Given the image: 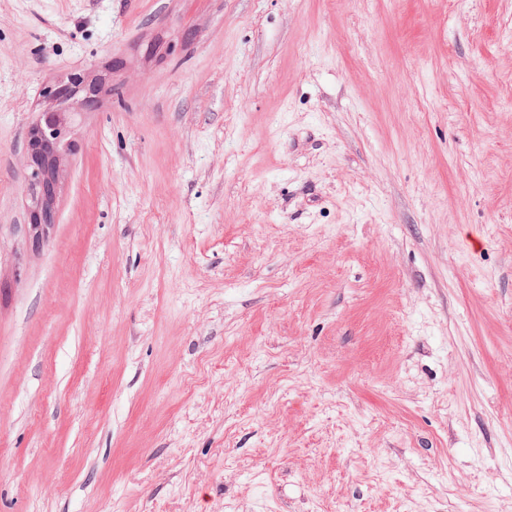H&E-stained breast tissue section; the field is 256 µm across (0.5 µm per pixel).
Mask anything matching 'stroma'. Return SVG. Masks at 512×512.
Here are the masks:
<instances>
[{"instance_id": "35a3bbf8", "label": "stroma", "mask_w": 512, "mask_h": 512, "mask_svg": "<svg viewBox=\"0 0 512 512\" xmlns=\"http://www.w3.org/2000/svg\"><path fill=\"white\" fill-rule=\"evenodd\" d=\"M0 512H512V0H0ZM95 84L84 74L74 73L67 82L50 87L46 98L52 106L44 109L30 128L25 147L27 180L31 190L26 206L25 237L31 242L47 237L54 223L62 170L70 146L72 117L88 108L89 99L75 100L67 110L62 109L59 103L71 87L79 90ZM46 186L51 191H47Z\"/></svg>"}]
</instances>
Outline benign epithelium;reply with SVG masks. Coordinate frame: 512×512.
Masks as SVG:
<instances>
[{"instance_id":"7a95c632","label":"benign epithelium","mask_w":512,"mask_h":512,"mask_svg":"<svg viewBox=\"0 0 512 512\" xmlns=\"http://www.w3.org/2000/svg\"><path fill=\"white\" fill-rule=\"evenodd\" d=\"M89 85L91 81L87 76L74 73L66 82L50 87L46 91V98L52 102V106L44 109L30 128L25 147L30 186L25 237L31 242L47 237L54 223L62 170L70 146L72 118L88 108L86 98L74 101L67 110L61 108L59 103L69 89L79 90Z\"/></svg>"}]
</instances>
